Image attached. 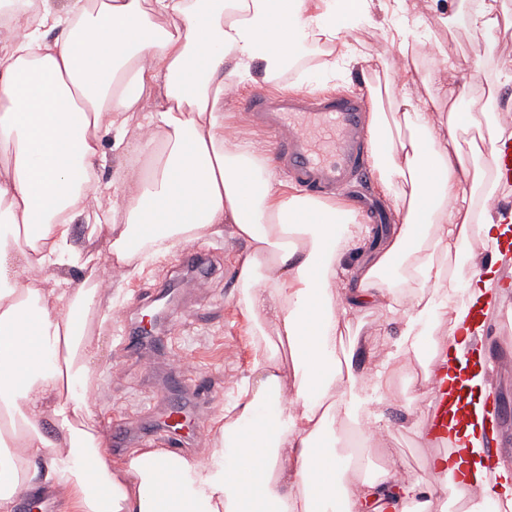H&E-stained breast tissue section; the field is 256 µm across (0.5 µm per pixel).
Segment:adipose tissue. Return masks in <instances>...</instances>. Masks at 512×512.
<instances>
[{
	"instance_id": "adipose-tissue-1",
	"label": "adipose tissue",
	"mask_w": 512,
	"mask_h": 512,
	"mask_svg": "<svg viewBox=\"0 0 512 512\" xmlns=\"http://www.w3.org/2000/svg\"><path fill=\"white\" fill-rule=\"evenodd\" d=\"M380 11L398 14L390 39L407 52L419 34L406 0H0V409L14 421L0 430V512L43 490L64 491L77 512H454L463 502L482 512L489 385L466 365L483 342L471 310L498 304L491 264L506 262L512 224V186L487 173L484 147L505 133L495 113L462 111L453 85L440 112L387 81L395 109L368 121L373 170L398 217L387 228L281 189L264 149L224 136L229 88L279 82L309 43L358 63L346 35L378 27ZM464 18L492 47L512 13L474 0ZM107 136L146 160L137 179L103 180ZM228 226L247 246L238 305L257 351L243 393L205 455L138 448L113 459L86 395L84 321L99 290L49 270L85 269L104 233L130 273ZM365 309L400 323L392 350L376 336L344 343ZM442 346L449 405L458 383L468 388L465 430L449 421L450 452L432 459L430 478L403 479L392 461L361 474L348 444L372 447L396 378L421 373L432 402ZM360 349L372 366L358 364ZM173 474L179 483L167 484Z\"/></svg>"
}]
</instances>
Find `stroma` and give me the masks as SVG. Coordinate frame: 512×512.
<instances>
[{
	"label": "stroma",
	"instance_id": "1",
	"mask_svg": "<svg viewBox=\"0 0 512 512\" xmlns=\"http://www.w3.org/2000/svg\"><path fill=\"white\" fill-rule=\"evenodd\" d=\"M407 4L419 21L420 32L445 44L447 57L432 62L421 46L404 57L379 31L356 30L349 33L348 39L372 69L364 72L354 66L340 71L327 83V91L364 90L377 69L389 70L400 80L409 67L414 71L412 88L416 98L424 101L435 96L447 80L465 86L461 106L466 109L480 102L485 78L512 74V31L490 49L479 30L467 25H444V18L459 9L460 0H407ZM328 61L322 48L305 46L299 67L275 83V90H316V71ZM199 246L210 252L215 273L205 294L189 300L176 296L163 328L164 334L174 337L177 348L195 358L187 375L191 383L199 385V397L188 400L186 408L192 423L203 424L204 434L196 439L189 429L181 431L186 448L193 454L208 447L216 416L239 398L255 355L251 322L237 303L236 262L244 253L243 243L228 232L201 240ZM181 256L182 250L177 247L164 256L148 259L140 271L114 281L98 301L89 364L90 406L99 429H106L113 422L125 425L127 439L122 448L113 449L116 457L142 447L144 432L154 428L160 413L169 405L170 385L156 357L127 350L125 329L113 314L124 308L133 323H142L147 312L155 310L167 295ZM502 285L500 306L486 322L484 333L487 348L498 353L488 371L493 386L490 401L499 404L501 411L512 418V274L503 277ZM411 398V392L401 390L382 405L380 445L365 457L364 473H372L390 457L410 476L424 475L432 449L421 436L404 427L405 406Z\"/></svg>",
	"mask_w": 512,
	"mask_h": 512
}]
</instances>
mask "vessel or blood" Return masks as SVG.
Listing matches in <instances>:
<instances>
[{
  "instance_id": "obj_1",
  "label": "vessel or blood",
  "mask_w": 512,
  "mask_h": 512,
  "mask_svg": "<svg viewBox=\"0 0 512 512\" xmlns=\"http://www.w3.org/2000/svg\"><path fill=\"white\" fill-rule=\"evenodd\" d=\"M248 127L270 135L280 168L306 192L322 199L363 181L374 145L368 135L363 95L257 91L242 98ZM436 404L425 436L440 454L448 452L446 386L435 385Z\"/></svg>"
}]
</instances>
